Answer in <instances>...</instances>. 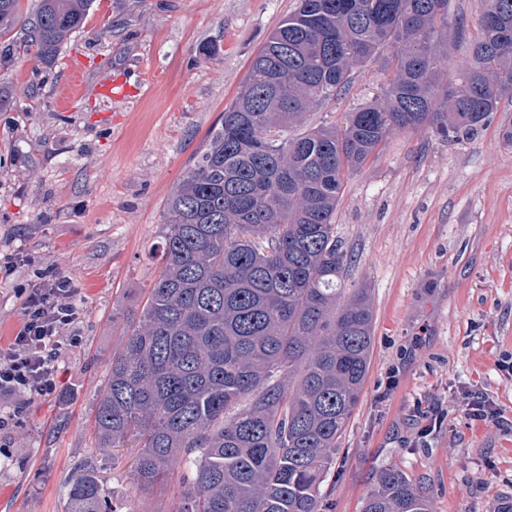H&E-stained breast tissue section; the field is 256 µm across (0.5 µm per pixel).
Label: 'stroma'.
Returning a JSON list of instances; mask_svg holds the SVG:
<instances>
[{
  "label": "stroma",
  "instance_id": "obj_1",
  "mask_svg": "<svg viewBox=\"0 0 512 512\" xmlns=\"http://www.w3.org/2000/svg\"><path fill=\"white\" fill-rule=\"evenodd\" d=\"M296 0H93L85 28L58 61L0 68L17 105L0 111V257L33 258L0 281V351L21 318L18 287L36 274L70 280L83 309L79 348L63 352L59 393L0 428V512H66L71 480L94 476L115 512H170L164 493L135 494L131 447H99L98 395L162 270L164 207L205 151L252 56ZM152 92L112 103L103 76ZM82 95L60 96L72 74ZM383 60L354 65L349 89L308 125L384 99ZM457 141L429 128L391 134L351 174L336 235L351 257L346 285L368 289L374 337L360 402L324 484L326 512H360L382 470L423 487L430 512H493L512 499V427L468 420L461 389L488 393L512 420V144L498 122ZM397 383L388 387L390 368ZM435 404L440 430L418 437L417 403Z\"/></svg>",
  "mask_w": 512,
  "mask_h": 512
}]
</instances>
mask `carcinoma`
<instances>
[{"mask_svg":"<svg viewBox=\"0 0 512 512\" xmlns=\"http://www.w3.org/2000/svg\"><path fill=\"white\" fill-rule=\"evenodd\" d=\"M0 0V60L53 65L92 0ZM449 0H299L252 58L200 161L165 206L163 267L112 355L95 409L102 447L140 448L133 483L184 490L172 512H324L323 486L373 342L367 288H345L336 237L345 176L397 131L473 136L512 97V0H486L462 72L448 77ZM382 102L310 128L384 51ZM67 512H108L69 483ZM361 512H430L421 487L379 473Z\"/></svg>","mask_w":512,"mask_h":512,"instance_id":"cac0c4a2","label":"carcinoma"}]
</instances>
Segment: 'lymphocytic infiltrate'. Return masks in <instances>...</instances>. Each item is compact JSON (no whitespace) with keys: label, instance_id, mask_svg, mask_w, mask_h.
<instances>
[{"label":"lymphocytic infiltrate","instance_id":"obj_1","mask_svg":"<svg viewBox=\"0 0 512 512\" xmlns=\"http://www.w3.org/2000/svg\"><path fill=\"white\" fill-rule=\"evenodd\" d=\"M75 295L63 277L19 289L21 324L8 351H0V399L7 407L0 425L22 420L34 399L58 393V360L81 344L80 337L67 333L82 316Z\"/></svg>","mask_w":512,"mask_h":512}]
</instances>
